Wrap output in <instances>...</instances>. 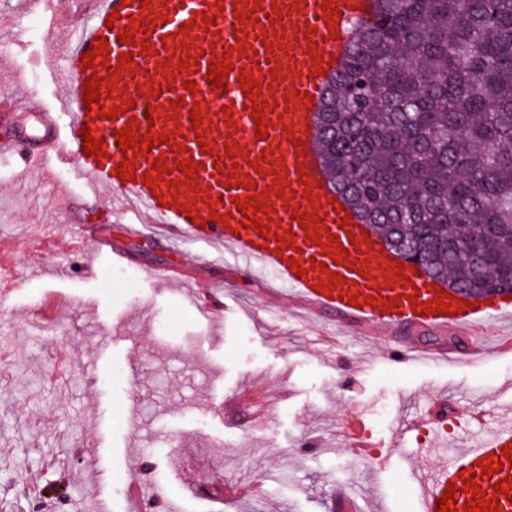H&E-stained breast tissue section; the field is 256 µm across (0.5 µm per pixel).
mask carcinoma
Instances as JSON below:
<instances>
[{
	"label": "carcinoma",
	"instance_id": "obj_1",
	"mask_svg": "<svg viewBox=\"0 0 512 512\" xmlns=\"http://www.w3.org/2000/svg\"><path fill=\"white\" fill-rule=\"evenodd\" d=\"M325 172L406 261L512 291V0H378L318 113Z\"/></svg>",
	"mask_w": 512,
	"mask_h": 512
}]
</instances>
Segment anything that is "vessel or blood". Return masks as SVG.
<instances>
[{
    "label": "vessel or blood",
    "instance_id": "b4317fda",
    "mask_svg": "<svg viewBox=\"0 0 512 512\" xmlns=\"http://www.w3.org/2000/svg\"><path fill=\"white\" fill-rule=\"evenodd\" d=\"M326 0H94L90 14L75 24L70 33V43L63 56V65L55 74L57 97L61 111L37 105L32 113L34 123L25 129L23 138L0 137V153L21 151L24 141H31L35 149L32 158L37 164L48 160H76L81 172L88 178L91 190L113 192L136 210L150 214L158 229L173 243L193 240L209 245L229 248L240 258L247 269H268L278 281L315 306L322 313L333 311L352 321L386 327L418 326L432 329L476 330L484 321H498L512 316V299L494 294L479 298L473 310L450 315H419L413 305H425L434 298L428 290L426 274L415 275L410 265L396 267L392 256L377 235L362 237L364 224L358 214H351L348 228H341L340 216L335 208L344 204L345 198L327 179L315 150L316 114L323 102L327 76L337 71L342 63L344 38L353 20L372 21L376 0H327L339 9L341 16L335 28H328L327 13L322 9ZM279 10L282 20L270 24L267 15ZM118 12L113 27H106L111 12ZM249 12L252 22L243 30L233 31L234 14ZM213 17L209 26L199 23L201 16ZM153 21L152 34L134 31V44L120 43V29L130 21ZM106 39L110 52L107 59L96 67L85 66L82 56L93 50L98 39ZM128 53L132 65L118 67L119 54ZM197 56V67L186 64L188 56ZM227 56L233 69L228 73V90L210 88L206 76L210 58ZM276 57V64H268V57ZM178 61L179 66L170 74H163L157 66L158 59ZM245 66L253 80L262 84L259 98L274 103L273 112L267 113V139H257L256 125L251 117V98L237 80L236 69ZM118 70L119 80L112 92L101 93L98 104L89 106L84 101V88L92 76H108ZM194 81L195 92H188L186 81ZM156 89V97H139V90ZM207 99L208 112L200 126L190 121L191 106L196 97ZM184 99V106H177V99ZM117 107L116 119L100 117V108ZM153 107L152 117H144L146 107ZM230 109V116H223V109ZM137 124L152 122L156 136H171L183 149L177 156L162 157L160 148L135 155L133 178L124 181L114 171L124 160L116 144L115 133L124 129L127 119ZM93 125L96 136L106 145L107 158L96 161L82 151L80 134L85 125ZM210 143L211 154H203L201 143ZM234 150V164L239 166L240 179H253L256 187H222V174L213 165L214 157ZM262 159L261 168H253L254 159ZM166 160L168 166L192 160L199 163L194 187L185 181L167 186L158 181L147 187L144 174L155 167L156 161ZM287 184L292 196L269 194V187ZM269 196L270 211L257 213L258 221L267 223L273 238L267 248L257 245L259 239L254 229L243 227V216L228 211L225 202L236 197L248 201L251 194ZM179 199L191 205L200 214L197 222L189 221L186 214L171 209L172 200ZM217 213L218 222L208 219ZM317 214L327 227V237L314 241L301 229L296 213ZM290 234L291 247L283 256L272 253L276 238ZM69 249L74 253L85 252L94 246L97 253L125 259L126 254L113 247L111 237L98 226H87L81 234L68 238ZM338 242L347 250L348 260L335 264L328 248ZM296 259L297 268H290L289 259ZM326 263L327 272L344 277L342 287L332 288L330 295L315 290L322 280V272L311 269L312 261ZM305 270V278H297L295 269ZM409 274V283L393 284L395 269ZM415 295V303H402L392 310H382L380 303L396 295ZM356 297L357 305H350L349 297ZM512 444V423H507L488 440L471 444L453 460L438 464L415 477L416 494L421 512H439L437 501L448 483L462 485L461 471L474 466L485 455L503 460L504 446Z\"/></svg>",
    "mask_w": 512,
    "mask_h": 512
}]
</instances>
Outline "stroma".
I'll return each mask as SVG.
<instances>
[{"label": "stroma", "mask_w": 512, "mask_h": 512, "mask_svg": "<svg viewBox=\"0 0 512 512\" xmlns=\"http://www.w3.org/2000/svg\"><path fill=\"white\" fill-rule=\"evenodd\" d=\"M90 0H58L51 29L19 27L0 67L4 99L53 100L63 37ZM77 165L38 167L0 156V251L18 289L0 298V512H163L135 501L130 479L165 485L181 512H333L345 488L356 512H420L414 474L489 438L512 414V350L472 356L478 338L452 330L395 331L448 361L399 364L341 317L309 324L301 302L269 272L250 273L202 242L172 250L147 223L90 198ZM70 234L101 224L132 258L136 288L115 266L66 244L46 249L30 231ZM222 285L224 314L205 318L187 282ZM61 305L33 334L31 308L47 291ZM268 404L257 424L251 405ZM374 453V474L348 447L352 416ZM416 422L402 433L404 422Z\"/></svg>", "instance_id": "1"}]
</instances>
